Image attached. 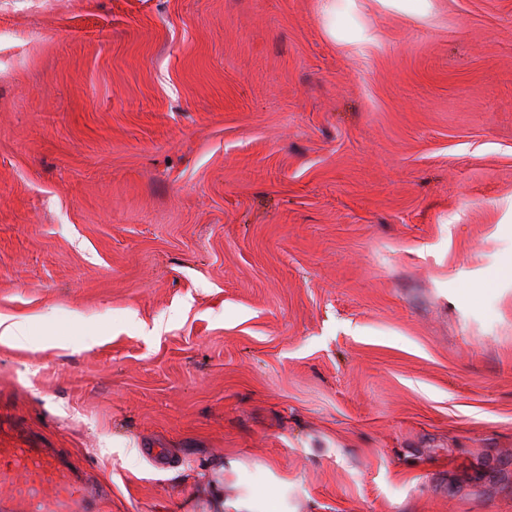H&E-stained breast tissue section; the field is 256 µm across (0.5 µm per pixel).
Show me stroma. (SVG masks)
Wrapping results in <instances>:
<instances>
[{"instance_id":"obj_1","label":"stroma","mask_w":512,"mask_h":512,"mask_svg":"<svg viewBox=\"0 0 512 512\" xmlns=\"http://www.w3.org/2000/svg\"><path fill=\"white\" fill-rule=\"evenodd\" d=\"M1 315L101 512H512V0H0ZM6 322V319L0 318V327H2L0 343L10 347H22L27 338L25 324L17 321L10 323ZM286 483H269L266 491L247 490L233 498H224L218 512H296L290 510L284 499Z\"/></svg>"}]
</instances>
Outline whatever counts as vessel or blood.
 <instances>
[{
	"label": "vessel or blood",
	"mask_w": 512,
	"mask_h": 512,
	"mask_svg": "<svg viewBox=\"0 0 512 512\" xmlns=\"http://www.w3.org/2000/svg\"><path fill=\"white\" fill-rule=\"evenodd\" d=\"M0 488L8 512H93L86 474L55 448L0 447Z\"/></svg>",
	"instance_id": "vessel-or-blood-1"
}]
</instances>
